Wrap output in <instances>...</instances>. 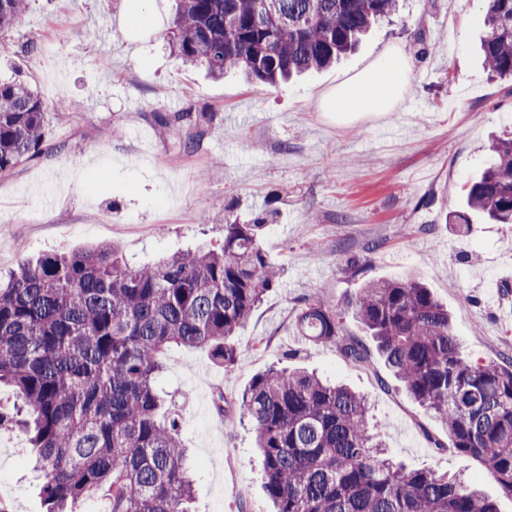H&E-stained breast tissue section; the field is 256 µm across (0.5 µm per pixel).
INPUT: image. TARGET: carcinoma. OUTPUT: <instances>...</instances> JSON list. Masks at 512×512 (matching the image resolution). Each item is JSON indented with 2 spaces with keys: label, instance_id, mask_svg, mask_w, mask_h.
I'll return each instance as SVG.
<instances>
[{
  "label": "carcinoma",
  "instance_id": "carcinoma-1",
  "mask_svg": "<svg viewBox=\"0 0 512 512\" xmlns=\"http://www.w3.org/2000/svg\"><path fill=\"white\" fill-rule=\"evenodd\" d=\"M397 0H177L169 45L184 62L220 78L241 70L276 86L326 68L352 51ZM485 67L512 76V0H485ZM0 0V35L25 11ZM189 125L192 111L157 115ZM38 91L0 82V177L49 157ZM468 211L512 224V140L497 139L465 187ZM266 227L224 224V242L132 265L111 245L19 266L0 288V384L26 409L47 512H72L102 495L107 512H190L194 481L178 423L154 383L172 346L204 348L233 368L236 337L279 282L260 242ZM352 314L406 393L444 424L452 448L480 461L512 497V359L473 362L448 307L414 276L365 283L342 309L321 300L297 308L295 328L348 362L365 346L342 333ZM274 512H500L459 475L409 469L368 427L363 395L303 368H270L242 394Z\"/></svg>",
  "mask_w": 512,
  "mask_h": 512
}]
</instances>
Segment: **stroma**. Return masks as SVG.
Here are the masks:
<instances>
[{
  "label": "stroma",
  "instance_id": "1",
  "mask_svg": "<svg viewBox=\"0 0 512 512\" xmlns=\"http://www.w3.org/2000/svg\"><path fill=\"white\" fill-rule=\"evenodd\" d=\"M4 39L0 80H21L47 103L58 153L0 178V281L24 260L113 244L134 262L220 243L224 222L267 217L262 244L281 281L237 338L232 370L207 351L172 346L157 388L179 423L194 478L193 512H269L259 453L239 396L276 365L304 367L364 394L369 424L408 467L460 473L512 512L477 460L450 448L441 421L412 400L351 316L345 335L366 361L309 347L293 327L300 302L344 304L365 282L415 273L447 303L466 355L512 357V224L472 215L444 223L463 200L492 137H512V81L488 79L479 54L482 0H399L336 65L277 87L215 80L168 43L176 0H157V27L137 41L125 0H26ZM412 76L391 111L345 119L323 92L392 47ZM192 109L166 126L157 114ZM193 137L192 152L180 140ZM377 239L381 249L365 251ZM223 393L224 406L214 397ZM27 435L0 425V512H46Z\"/></svg>",
  "mask_w": 512,
  "mask_h": 512
}]
</instances>
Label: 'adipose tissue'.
<instances>
[{
    "label": "adipose tissue",
    "mask_w": 512,
    "mask_h": 512,
    "mask_svg": "<svg viewBox=\"0 0 512 512\" xmlns=\"http://www.w3.org/2000/svg\"><path fill=\"white\" fill-rule=\"evenodd\" d=\"M409 76L407 60L394 54L336 87L321 98L320 104L327 111L345 115L387 112L408 83Z\"/></svg>",
    "instance_id": "1"
}]
</instances>
